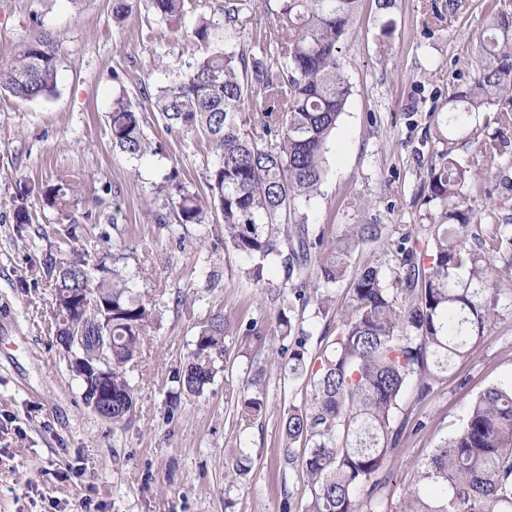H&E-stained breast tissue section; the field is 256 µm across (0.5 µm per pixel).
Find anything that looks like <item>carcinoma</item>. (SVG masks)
<instances>
[{"mask_svg": "<svg viewBox=\"0 0 512 512\" xmlns=\"http://www.w3.org/2000/svg\"><path fill=\"white\" fill-rule=\"evenodd\" d=\"M153 12L182 29L185 0H147ZM361 0H281L272 11L269 40L258 51L227 49L211 42L213 24L198 21L190 35L205 47L187 72L146 96L169 132L194 135L217 162L205 169L207 194L171 185L168 206L181 224H224V244L251 263L253 283L279 303L276 335L288 353L294 379L307 369L310 334L290 315L313 302L329 313L331 289L345 282L350 305L336 334L320 336L307 382L306 399L283 421V457L301 464L303 512H512V385H493L470 404L458 430L421 463L415 487L396 504L382 495L389 483L387 462L409 426L404 397H430L458 361L484 343L501 320L500 301L512 296V11L489 8L472 39L467 67L472 76L448 93V114L437 120L439 162L427 174V200L440 207L438 220L420 241L405 234L387 250L399 272L386 279L384 264L355 268L352 258L381 236L371 201L369 218L347 224L336 235L306 222L299 209L320 192L326 144L351 95L340 44ZM137 0H113V17L126 20ZM466 0H430L427 14L455 19ZM250 0H224V26L242 33ZM277 55L269 57L268 49ZM58 64L53 41L40 37L21 46L0 65V93L23 100L54 94ZM495 112L497 130L478 152L463 159L458 141L478 135L483 112ZM112 146L132 159L151 149L138 104L121 92L112 100ZM493 201L483 215L470 194ZM34 197L67 220L97 202L85 178L65 174L52 182L25 184L13 199L16 224L33 223ZM293 214L297 220L288 224ZM92 256L51 262L55 322L58 305L76 293L88 301L82 329H65L68 352L101 354L112 364V422L132 414L135 390L127 366L140 354L157 318L155 305L129 286L118 270L94 280ZM279 264L294 301L265 281V267ZM256 336V322L231 324L223 314L198 332L188 361L172 376L168 416L181 396H199L214 381L207 359L226 351V338ZM288 345H283V342ZM262 371L248 379L237 419L248 423L265 410L257 386Z\"/></svg>", "mask_w": 512, "mask_h": 512, "instance_id": "cac0c4a2", "label": "carcinoma"}]
</instances>
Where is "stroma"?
Listing matches in <instances>:
<instances>
[{
  "label": "stroma",
  "instance_id": "stroma-1",
  "mask_svg": "<svg viewBox=\"0 0 512 512\" xmlns=\"http://www.w3.org/2000/svg\"><path fill=\"white\" fill-rule=\"evenodd\" d=\"M492 0H470L452 22L430 24L427 0H397L392 36L374 0H363L340 45L351 95L327 143L319 195L304 207L309 223L335 234L357 223L372 200L379 241L356 255L376 260L383 245L422 232L436 208L425 198L438 162L435 118L448 109V89L465 70L472 37ZM224 0H185V23L216 21L214 38L252 47L271 21L252 0L244 37L221 28ZM51 37L58 85L46 100L0 94V512H301L300 465L282 461V422L306 393L288 378L287 356L274 355L276 312L246 276L247 262L224 244L222 224L178 225L164 190L177 178L204 189L215 157L192 136L167 132L143 89L163 84L201 56L200 44L138 0L123 22L112 0H0V64L23 43ZM126 92L142 105L155 153L135 160L112 147L107 116ZM69 170L86 175L102 199L76 226L30 200L34 223L13 221L21 184ZM166 223H158L157 214ZM119 267L136 291L156 301L158 317L128 377L138 396L130 422L113 426L82 399L71 355L49 329L52 291L45 262L61 243ZM231 323L258 322L263 342L226 339L223 371L201 396L167 414L171 377L213 314ZM265 367L267 411L250 424L236 419L238 397L254 365ZM512 383V313L502 315L481 348L459 363L427 400L413 404L416 432H405L388 461L385 488L396 500L416 483L419 465L452 435L471 400ZM250 459L237 471L238 453Z\"/></svg>",
  "mask_w": 512,
  "mask_h": 512
}]
</instances>
